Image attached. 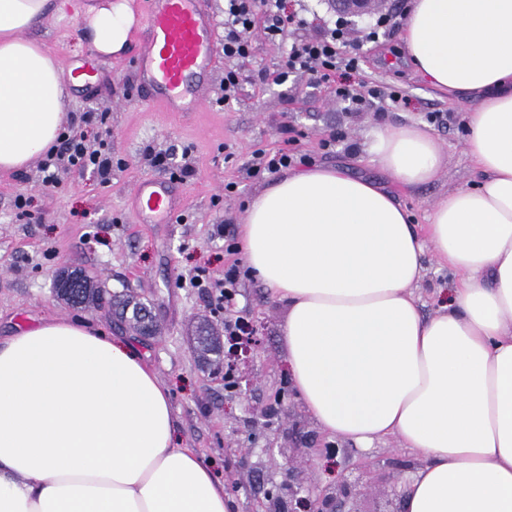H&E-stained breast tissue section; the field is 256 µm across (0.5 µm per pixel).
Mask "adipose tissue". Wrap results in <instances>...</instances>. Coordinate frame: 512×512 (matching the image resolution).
I'll return each instance as SVG.
<instances>
[{"instance_id": "obj_1", "label": "adipose tissue", "mask_w": 512, "mask_h": 512, "mask_svg": "<svg viewBox=\"0 0 512 512\" xmlns=\"http://www.w3.org/2000/svg\"><path fill=\"white\" fill-rule=\"evenodd\" d=\"M52 0H0V176L57 142L59 60L27 39ZM93 48L121 53L129 0L84 14ZM408 57L430 87L474 94L477 172L417 225L397 193L331 166L292 170L240 226L251 276L282 301L292 384L317 424L360 445L421 452L404 512H512V0H414ZM367 160L400 190L433 180L427 126L373 127ZM432 249L454 286L437 314L412 294ZM224 485L179 447L170 391L128 341L52 318L0 341V512H231Z\"/></svg>"}]
</instances>
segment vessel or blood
Returning <instances> with one entry per match:
<instances>
[{
	"label": "vessel or blood",
	"instance_id": "b4317fda",
	"mask_svg": "<svg viewBox=\"0 0 512 512\" xmlns=\"http://www.w3.org/2000/svg\"><path fill=\"white\" fill-rule=\"evenodd\" d=\"M143 30L134 54L140 87L154 90L166 112L206 105L217 52V22L206 0H149ZM135 208L151 220L172 224L185 201L172 186L143 181L135 191Z\"/></svg>",
	"mask_w": 512,
	"mask_h": 512
}]
</instances>
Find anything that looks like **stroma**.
Returning a JSON list of instances; mask_svg holds the SVG:
<instances>
[{
    "mask_svg": "<svg viewBox=\"0 0 512 512\" xmlns=\"http://www.w3.org/2000/svg\"><path fill=\"white\" fill-rule=\"evenodd\" d=\"M61 10L29 37L49 47L60 62L95 63L90 84L67 83L66 123L72 134L97 146L99 131L81 123L84 112L102 115L109 131L112 173L65 171L58 187L41 182L39 163L0 178V338L16 326L69 315L92 321L112 335L131 341L170 388L175 431L180 446L199 451L224 482L233 512H257L262 487L280 471L267 451L306 448L313 453L315 482L325 485L342 476L362 485L361 512H378V488L409 485L425 466L419 452L394 438L360 448L323 431L306 412L288 380L279 333L283 305L253 278H243L232 317H258L264 344L254 358L256 378L248 399L224 386L223 373L213 371L194 351L198 315L223 326L204 291L186 279L206 268L212 279L224 277L235 260L227 244L238 242L245 208L268 178L247 176L245 168L257 151L289 147L307 165L334 166L352 176L394 188L393 176L367 162L363 142L374 126L431 124L445 164L428 184L402 193L401 203L416 223H425L431 204L449 190L474 178L464 149V112L477 100L467 94L448 97L432 89L406 59L401 30L379 42L365 41L377 20L347 26L348 43L357 45L359 66L347 75L353 91L372 86L396 88L405 99H373L354 109L337 99L334 83H314L309 74H277L287 42L268 40L254 31L245 59L217 56L214 86L224 73L238 72L241 91L230 105L214 102L196 112L161 111L139 87L131 53L106 57L90 51L81 17L92 0H59ZM331 147H324V140ZM166 164L155 163V155ZM178 181L186 206L182 222L144 224L131 207L138 181ZM31 200L18 215L17 194ZM83 270L111 293L132 291L152 309L160 327L146 338L120 324L108 309L74 308L58 298L55 282L64 271ZM339 449L336 460L322 456L327 446Z\"/></svg>",
    "mask_w": 512,
    "mask_h": 512,
    "instance_id": "1",
    "label": "stroma"
}]
</instances>
